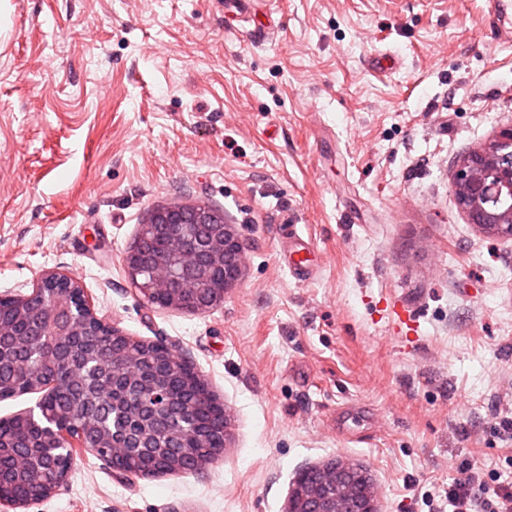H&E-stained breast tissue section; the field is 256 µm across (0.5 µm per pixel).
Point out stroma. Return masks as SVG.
<instances>
[{
  "mask_svg": "<svg viewBox=\"0 0 512 512\" xmlns=\"http://www.w3.org/2000/svg\"><path fill=\"white\" fill-rule=\"evenodd\" d=\"M488 0H0V296L75 278L126 336L175 346L226 446L128 479L74 449L47 499L0 512H285L296 475L367 468L382 512H448L467 469L512 481V240L468 224L457 162L512 124ZM243 242L203 312L150 305L123 258L158 207ZM313 238L308 282L284 220ZM349 408L364 412L340 429Z\"/></svg>",
  "mask_w": 512,
  "mask_h": 512,
  "instance_id": "stroma-1",
  "label": "stroma"
}]
</instances>
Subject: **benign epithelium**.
<instances>
[{
    "label": "benign epithelium",
    "mask_w": 512,
    "mask_h": 512,
    "mask_svg": "<svg viewBox=\"0 0 512 512\" xmlns=\"http://www.w3.org/2000/svg\"><path fill=\"white\" fill-rule=\"evenodd\" d=\"M453 188L457 204L468 223L512 240V125L499 130L486 146L470 152L456 166ZM212 209L201 204H173L156 209L146 227L154 233L171 224L181 230L167 237V251L154 262H143L141 244L130 248L124 265L135 292L146 302L166 304L193 312L219 303L224 289L239 277L243 243L229 225L213 224ZM159 367L144 383V394L154 403L166 396ZM354 465L338 459L301 471L294 482L286 512H341L351 501L354 512H379L374 483L352 474ZM34 488L24 496L3 489L0 503L22 507L45 498Z\"/></svg>",
    "instance_id": "7a95c632"
}]
</instances>
